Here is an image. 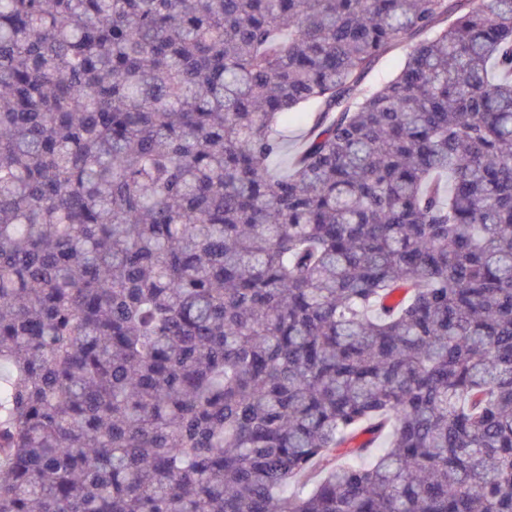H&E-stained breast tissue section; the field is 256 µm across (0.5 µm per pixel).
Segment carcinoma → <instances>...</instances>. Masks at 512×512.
Returning <instances> with one entry per match:
<instances>
[{"label":"carcinoma","instance_id":"obj_1","mask_svg":"<svg viewBox=\"0 0 512 512\" xmlns=\"http://www.w3.org/2000/svg\"><path fill=\"white\" fill-rule=\"evenodd\" d=\"M470 2L0 0V512H512V0ZM402 52L401 48H396L381 58L367 76L365 83L380 84L391 78L399 63Z\"/></svg>","mask_w":512,"mask_h":512}]
</instances>
